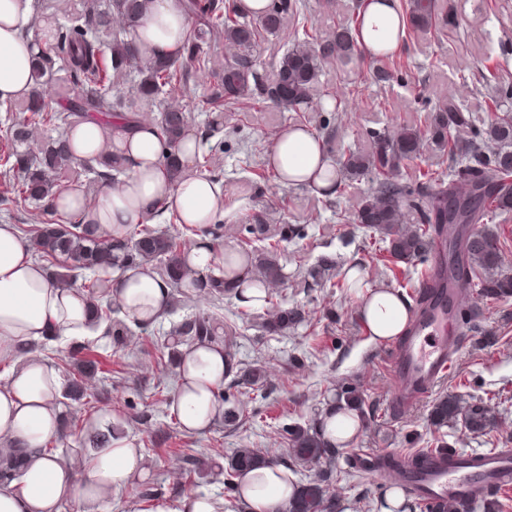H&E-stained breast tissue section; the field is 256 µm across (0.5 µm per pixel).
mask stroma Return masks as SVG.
<instances>
[{
	"mask_svg": "<svg viewBox=\"0 0 512 512\" xmlns=\"http://www.w3.org/2000/svg\"><path fill=\"white\" fill-rule=\"evenodd\" d=\"M360 2L305 0L300 17H284L280 30L266 35L256 47L261 80L273 82L282 56L293 45L294 31L306 25L320 38L331 37L339 25L355 18ZM445 7L453 24L444 42L418 31L376 62H321L313 97L340 105L333 121L336 152L370 153L373 133L393 134L417 125L420 114L433 111L451 96L483 120L494 106L512 113V98H503L482 79L496 63L512 62V0H445ZM188 82L191 95L178 101L187 114L186 131L197 138L200 153H208L215 142L224 144L207 170L223 183L230 211L224 221V247L240 246L244 239L240 229L255 214L267 224L304 225L305 234L280 245L287 278L277 285V307L251 305L235 297L216 306L188 290L172 296L170 309L157 323L133 328L124 348L93 337L66 344L36 342L35 350L58 365L63 377L87 351L99 355L101 374L88 379L86 386L92 393L107 392L102 405L112 415L98 418L96 427L117 426L139 447L155 440L156 453L143 456L144 481L160 486L163 498L169 500L190 491L210 496L223 502L222 512H246L242 502H227L224 491L229 458L244 448L282 464L299 484L316 479L320 470H334L336 478L327 495L335 499L340 512H382L381 502L398 484L393 477L382 480L373 473H357L359 456H404L443 441L463 452L512 448V299L489 301L478 289H469L468 298L479 312L477 326L463 329L465 345L448 376L410 407H399L392 376L394 343L372 340L359 317L354 289L313 288L300 273L328 259L339 270L358 269L367 286L381 284L408 297L413 285L429 272L431 258L403 266L399 277L376 278L362 246L363 230L352 222L370 191L369 179L350 182L343 194L327 196L304 185H283L261 170L246 168L245 157L268 149L272 132L294 123L295 112L260 100L225 113L223 125L214 130L208 105L216 91L214 79L192 74ZM295 307L304 312L302 323L280 335L262 329V322L276 309ZM198 312L236 326V360L241 366L264 370L266 381L261 390L243 389L232 398L241 416L239 424L229 426L219 420L208 431L190 434L172 423L170 404L156 391L159 382L170 379L156 358L173 329ZM344 386L355 387L364 396L371 417L332 459L297 464L289 455L285 428L305 427L320 419ZM446 395L465 405H485L490 429L477 435L460 419L441 428L433 426L431 410ZM189 448H204L208 454L202 473L187 485L181 478V454Z\"/></svg>",
	"mask_w": 512,
	"mask_h": 512,
	"instance_id": "1",
	"label": "stroma"
}]
</instances>
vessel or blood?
Returning a JSON list of instances; mask_svg holds the SVG:
<instances>
[{
  "label": "vessel or blood",
  "mask_w": 512,
  "mask_h": 512,
  "mask_svg": "<svg viewBox=\"0 0 512 512\" xmlns=\"http://www.w3.org/2000/svg\"><path fill=\"white\" fill-rule=\"evenodd\" d=\"M430 312L415 313L412 330L394 351L396 400L407 406L429 392L450 371L463 343L460 331L448 327V303L460 298L457 288L439 289ZM403 490L435 501L473 500L492 491L512 489V448L430 457L422 468H404Z\"/></svg>",
  "instance_id": "vessel-or-blood-1"
}]
</instances>
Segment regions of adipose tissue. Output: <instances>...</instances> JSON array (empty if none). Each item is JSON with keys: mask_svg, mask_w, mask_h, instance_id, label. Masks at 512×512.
<instances>
[{"mask_svg": "<svg viewBox=\"0 0 512 512\" xmlns=\"http://www.w3.org/2000/svg\"><path fill=\"white\" fill-rule=\"evenodd\" d=\"M30 0H0V100L20 99L31 91V58L21 36L29 23ZM178 0H151L129 38L132 47L158 58L174 57L187 28ZM112 142L130 164L122 183L103 187L97 198L64 194L56 205L80 211L88 223L123 233L159 207L178 212L183 223L199 226L224 217V193L207 174L191 171L198 152L192 134H184L178 153L188 171L171 181L163 163L168 145L158 126L147 118L112 122ZM322 142L307 127L278 128L266 155L278 167L284 185L303 184L327 194L333 182L326 172ZM29 240L11 224H0V361L11 362L8 380L0 386V446L26 450L27 468L17 490H0V512H60L66 501L78 512H112V496L143 474L142 457L133 441L120 437L96 453L83 473L40 454L45 441L62 433L57 398L61 377L52 364L31 352L32 343L54 335L61 340L106 335L93 325L86 295L76 288L57 287L42 265L31 257ZM111 296L129 320L149 326L170 307V290L148 267L118 270ZM359 313L376 341L404 334L410 303L398 292L373 287L359 294ZM25 358H17L21 348ZM224 349L219 345L186 348L184 369L171 404L184 430L201 433L224 414L219 390L224 383ZM241 499L247 512H284L293 493L292 478L276 464L243 473Z\"/></svg>", "mask_w": 512, "mask_h": 512, "instance_id": "adipose-tissue-1", "label": "adipose tissue"}]
</instances>
